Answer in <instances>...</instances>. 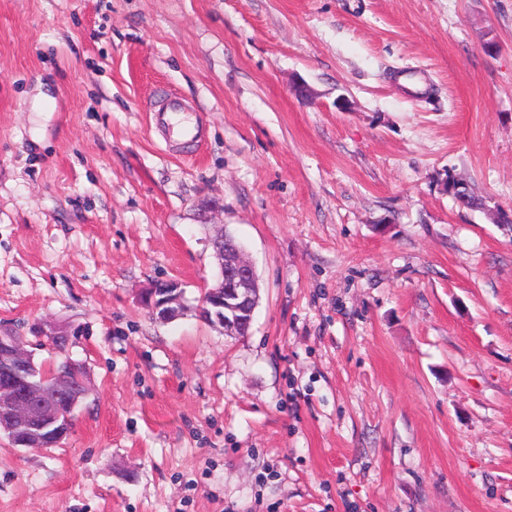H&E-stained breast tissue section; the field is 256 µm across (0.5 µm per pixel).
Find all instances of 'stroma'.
I'll list each match as a JSON object with an SVG mask.
<instances>
[{
  "mask_svg": "<svg viewBox=\"0 0 512 512\" xmlns=\"http://www.w3.org/2000/svg\"><path fill=\"white\" fill-rule=\"evenodd\" d=\"M499 208L512 0H0V327L87 386L59 447L0 435V512H512ZM218 224L244 336L194 313ZM186 109L181 102V100L176 96H170L164 100V102L159 107V110L156 112L155 122L161 126H165L167 123H171L169 120L165 119L167 115H170L174 122V129L176 135L183 141L192 142L197 137V129L193 121L187 118L185 114ZM187 118V120H181L179 125H175L176 118ZM184 288L176 279H159L152 283L144 297V304L161 321L183 316L189 309L184 302Z\"/></svg>",
  "mask_w": 512,
  "mask_h": 512,
  "instance_id": "stroma-1",
  "label": "stroma"
}]
</instances>
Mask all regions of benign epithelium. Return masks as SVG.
Segmentation results:
<instances>
[{
	"label": "benign epithelium",
	"mask_w": 512,
	"mask_h": 512,
	"mask_svg": "<svg viewBox=\"0 0 512 512\" xmlns=\"http://www.w3.org/2000/svg\"><path fill=\"white\" fill-rule=\"evenodd\" d=\"M218 276L202 292L197 316L232 334L252 320L257 274L253 264L237 255L224 259V234L216 236ZM144 304L161 321L183 316L188 307L184 288L177 279L152 283ZM85 395L80 369L70 361L52 374L37 372L31 354L15 332L0 328V434L20 448L54 447L72 431L71 413Z\"/></svg>",
	"instance_id": "7a95c632"
}]
</instances>
